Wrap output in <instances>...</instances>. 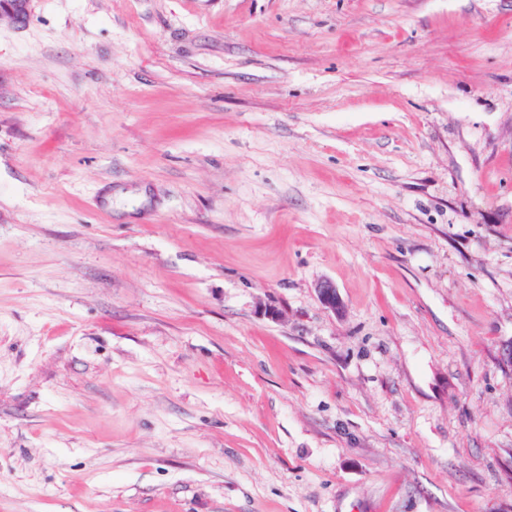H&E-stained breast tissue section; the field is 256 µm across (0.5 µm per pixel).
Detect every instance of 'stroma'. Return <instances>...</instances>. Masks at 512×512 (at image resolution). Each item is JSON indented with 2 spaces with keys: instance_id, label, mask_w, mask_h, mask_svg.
<instances>
[{
  "instance_id": "obj_1",
  "label": "stroma",
  "mask_w": 512,
  "mask_h": 512,
  "mask_svg": "<svg viewBox=\"0 0 512 512\" xmlns=\"http://www.w3.org/2000/svg\"><path fill=\"white\" fill-rule=\"evenodd\" d=\"M28 8L0 512H512V0ZM315 291L321 305L336 314L342 312L343 304L335 285L329 280H322L315 286Z\"/></svg>"
}]
</instances>
